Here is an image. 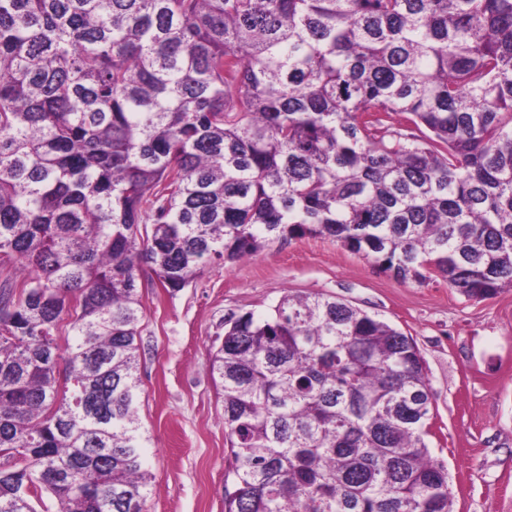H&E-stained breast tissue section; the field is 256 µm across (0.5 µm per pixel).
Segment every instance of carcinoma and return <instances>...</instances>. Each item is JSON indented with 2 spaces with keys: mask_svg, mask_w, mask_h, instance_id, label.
<instances>
[{
  "mask_svg": "<svg viewBox=\"0 0 512 512\" xmlns=\"http://www.w3.org/2000/svg\"><path fill=\"white\" fill-rule=\"evenodd\" d=\"M307 235L512 288V0H0V512H147L140 279ZM211 371L224 512H453L389 323L287 293Z\"/></svg>",
  "mask_w": 512,
  "mask_h": 512,
  "instance_id": "carcinoma-1",
  "label": "carcinoma"
}]
</instances>
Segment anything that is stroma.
Returning a JSON list of instances; mask_svg holds the SVG:
<instances>
[{
    "instance_id": "35a3bbf8",
    "label": "stroma",
    "mask_w": 512,
    "mask_h": 512,
    "mask_svg": "<svg viewBox=\"0 0 512 512\" xmlns=\"http://www.w3.org/2000/svg\"><path fill=\"white\" fill-rule=\"evenodd\" d=\"M287 293L339 297L411 336L432 394L427 443L448 469L453 512H512V289L476 301L440 278L402 283L372 258L309 236L271 243L247 261L208 264L175 292L142 279L148 512H224L232 456L212 346L225 318L265 314Z\"/></svg>"
}]
</instances>
